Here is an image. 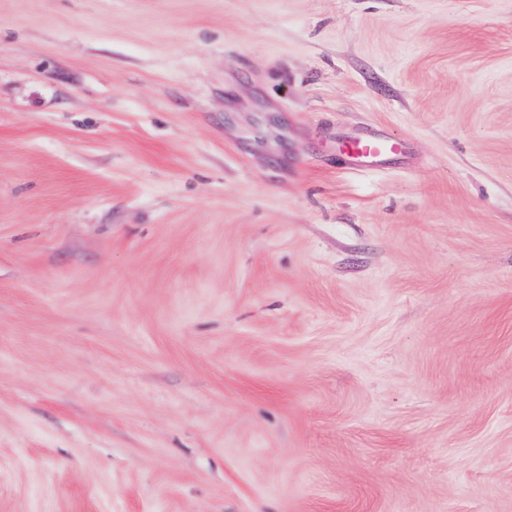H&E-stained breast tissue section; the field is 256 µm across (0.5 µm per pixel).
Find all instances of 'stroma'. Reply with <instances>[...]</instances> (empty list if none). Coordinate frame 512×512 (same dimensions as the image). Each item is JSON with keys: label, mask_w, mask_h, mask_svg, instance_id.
I'll list each match as a JSON object with an SVG mask.
<instances>
[{"label": "stroma", "mask_w": 512, "mask_h": 512, "mask_svg": "<svg viewBox=\"0 0 512 512\" xmlns=\"http://www.w3.org/2000/svg\"><path fill=\"white\" fill-rule=\"evenodd\" d=\"M0 512H512V0H0ZM403 142L382 134H358L346 137L342 154L350 161L347 168L375 169L386 165L394 156L406 154Z\"/></svg>", "instance_id": "1"}]
</instances>
